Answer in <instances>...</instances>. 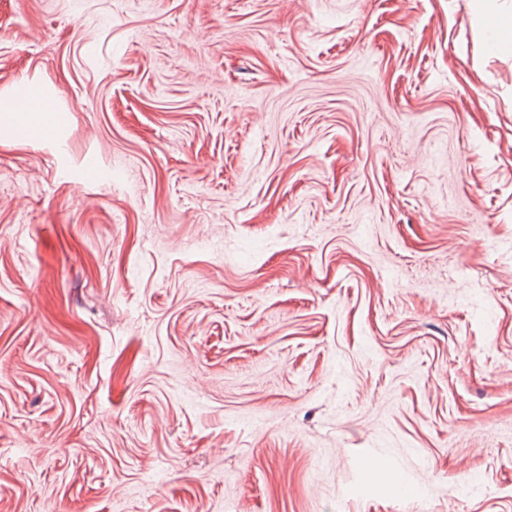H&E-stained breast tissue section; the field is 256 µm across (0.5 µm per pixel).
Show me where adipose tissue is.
<instances>
[{
	"instance_id": "adipose-tissue-1",
	"label": "adipose tissue",
	"mask_w": 512,
	"mask_h": 512,
	"mask_svg": "<svg viewBox=\"0 0 512 512\" xmlns=\"http://www.w3.org/2000/svg\"><path fill=\"white\" fill-rule=\"evenodd\" d=\"M58 112L44 95L28 91L19 96H0V140L11 141L54 130Z\"/></svg>"
}]
</instances>
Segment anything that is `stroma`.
Masks as SVG:
<instances>
[{
	"label": "stroma",
	"instance_id": "1",
	"mask_svg": "<svg viewBox=\"0 0 512 512\" xmlns=\"http://www.w3.org/2000/svg\"><path fill=\"white\" fill-rule=\"evenodd\" d=\"M471 2L0 0V94L59 111L0 141V512H512Z\"/></svg>",
	"mask_w": 512,
	"mask_h": 512
}]
</instances>
